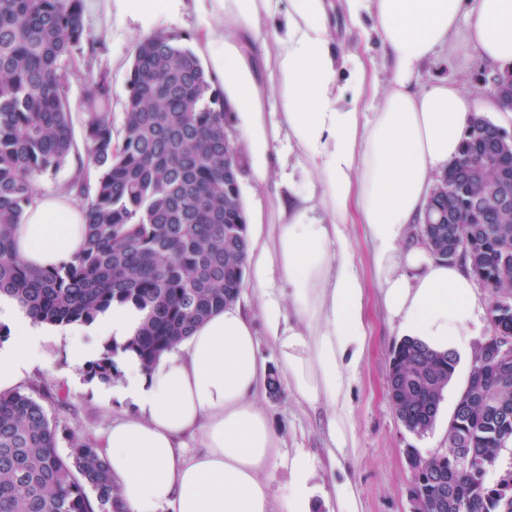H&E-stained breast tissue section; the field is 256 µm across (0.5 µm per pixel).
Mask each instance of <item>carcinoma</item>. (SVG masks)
Masks as SVG:
<instances>
[{"label": "carcinoma", "mask_w": 512, "mask_h": 512, "mask_svg": "<svg viewBox=\"0 0 512 512\" xmlns=\"http://www.w3.org/2000/svg\"><path fill=\"white\" fill-rule=\"evenodd\" d=\"M84 0H0V294L40 323L88 324L114 304L148 312L137 336L110 346L87 374L101 380L117 370L118 351L144 368L178 345L209 314L238 299L247 252L241 199L224 190V164L241 154L224 149V95L212 89L194 52L169 35L139 40L127 78L122 143H113L112 78L89 71L80 122L94 189L84 166L63 185L84 201L85 244L51 269L19 258L14 231L40 190L38 177L74 151L73 113L65 69L85 39ZM456 186V224H423V239L448 258V231L472 236L480 263L472 271L491 293L512 295V212L497 224L478 223L470 198L488 181ZM511 263L504 267L501 255ZM457 366L451 352L434 353L413 340L394 346L389 377L400 383L391 401L399 419L422 435L434 425ZM486 405L459 408L472 466L457 464V444L423 462L420 512H512L498 482L480 472L512 446V383L488 390ZM448 479V499L434 479ZM0 512H118L117 490L97 448L71 436L66 455L57 429L30 393H0Z\"/></svg>", "instance_id": "carcinoma-1"}]
</instances>
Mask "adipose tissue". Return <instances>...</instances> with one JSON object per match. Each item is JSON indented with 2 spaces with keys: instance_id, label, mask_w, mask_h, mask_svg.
I'll return each mask as SVG.
<instances>
[{
  "instance_id": "1",
  "label": "adipose tissue",
  "mask_w": 512,
  "mask_h": 512,
  "mask_svg": "<svg viewBox=\"0 0 512 512\" xmlns=\"http://www.w3.org/2000/svg\"><path fill=\"white\" fill-rule=\"evenodd\" d=\"M141 38L192 21L211 82L235 111L239 145L259 179L276 172L270 213L247 214L245 283L261 297L276 355L268 367L254 321L231 303L197 324L151 369L118 358V394L136 407L97 437L123 512H275L272 467L285 469L286 512H310V467L286 457L261 399L271 373L303 401L344 404L367 351L364 281L348 227L362 225L379 298L399 336L474 355L483 342L472 274L439 260L419 235L440 175L486 98L424 66L457 36L493 66L512 65V0H343L370 27L380 62L336 55L328 0H92ZM350 79L340 85V65ZM384 78H377V70ZM85 210L62 190L40 193L14 232L19 256L49 268L81 251ZM287 295L270 291L274 279ZM143 318L116 305L68 337L73 363L124 344ZM0 392L15 389L56 335L0 297ZM198 437L185 456L182 440Z\"/></svg>"
}]
</instances>
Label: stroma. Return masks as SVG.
Listing matches in <instances>:
<instances>
[{"label": "stroma", "instance_id": "35a3bbf8", "mask_svg": "<svg viewBox=\"0 0 512 512\" xmlns=\"http://www.w3.org/2000/svg\"><path fill=\"white\" fill-rule=\"evenodd\" d=\"M84 21L95 54L90 66L66 70L70 107L72 112H82L89 70H109L112 125L118 130L122 127L128 72L113 69L112 59L119 56L124 62H131L138 35L130 32L123 38H113L111 22L101 19L90 7L85 10ZM493 72V67L475 49L443 50L424 68L421 82L426 85L440 79H455L483 94L488 90L483 79ZM349 237L366 285L369 336L366 359L346 403L349 426L345 447L332 455L327 452L326 423L330 412L327 402L311 405L283 389L278 395L264 396L262 404L282 439L284 453L305 459L313 470L312 482L316 487L313 512H336V487L342 483L353 493L360 512H412L411 477L405 451L416 449L425 458L446 452L448 422L466 386L470 363L466 358H459L433 428L422 435L408 431L388 398L389 354L400 338L380 305L370 263L371 246L362 225H350ZM50 356L55 374L33 370L20 388L33 392L50 422L57 426L60 454L69 452L70 435L94 441L110 420L133 412L131 401L112 392L113 386L121 383V376H114L109 382L88 379L83 367L71 365L68 350L62 344L53 346Z\"/></svg>", "mask_w": 512, "mask_h": 512}]
</instances>
